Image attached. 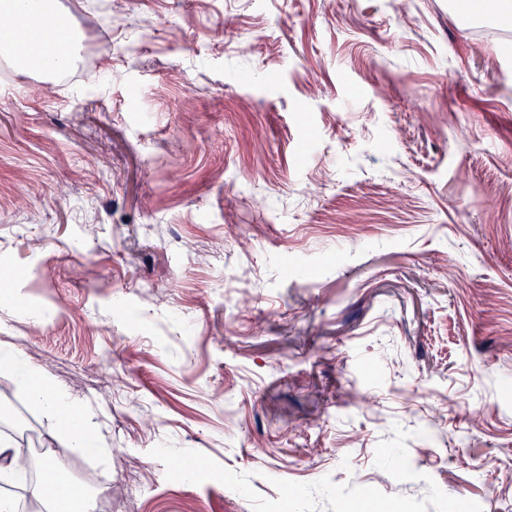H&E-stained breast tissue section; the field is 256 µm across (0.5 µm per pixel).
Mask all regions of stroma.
Masks as SVG:
<instances>
[{
	"label": "stroma",
	"mask_w": 512,
	"mask_h": 512,
	"mask_svg": "<svg viewBox=\"0 0 512 512\" xmlns=\"http://www.w3.org/2000/svg\"><path fill=\"white\" fill-rule=\"evenodd\" d=\"M456 2L108 0L59 94L0 68V353L111 456L0 387L71 483L512 512V24ZM32 400L41 406L57 426L71 439L73 447L89 451L100 457L111 455V448H103L92 416L72 401L67 393L54 385L46 376L37 375L30 386Z\"/></svg>",
	"instance_id": "35a3bbf8"
}]
</instances>
